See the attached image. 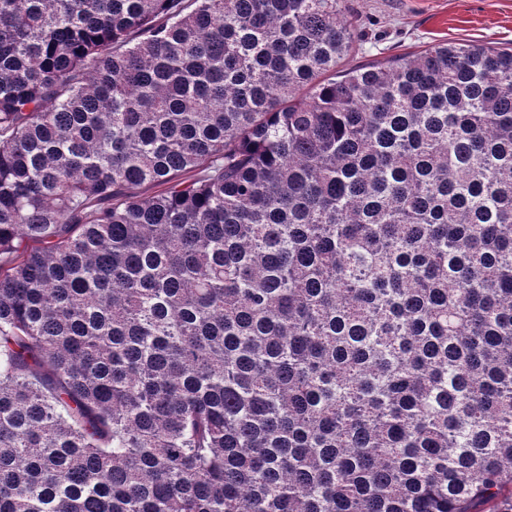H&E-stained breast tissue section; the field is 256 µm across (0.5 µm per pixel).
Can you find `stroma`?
Wrapping results in <instances>:
<instances>
[{"label": "stroma", "mask_w": 512, "mask_h": 512, "mask_svg": "<svg viewBox=\"0 0 512 512\" xmlns=\"http://www.w3.org/2000/svg\"><path fill=\"white\" fill-rule=\"evenodd\" d=\"M357 34L354 64L472 41L512 47V0H343Z\"/></svg>", "instance_id": "obj_1"}]
</instances>
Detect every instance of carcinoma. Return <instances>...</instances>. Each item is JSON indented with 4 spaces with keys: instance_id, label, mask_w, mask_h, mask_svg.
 <instances>
[{
    "instance_id": "obj_1",
    "label": "carcinoma",
    "mask_w": 512,
    "mask_h": 512,
    "mask_svg": "<svg viewBox=\"0 0 512 512\" xmlns=\"http://www.w3.org/2000/svg\"><path fill=\"white\" fill-rule=\"evenodd\" d=\"M355 43L0 0V512H512V51Z\"/></svg>"
}]
</instances>
